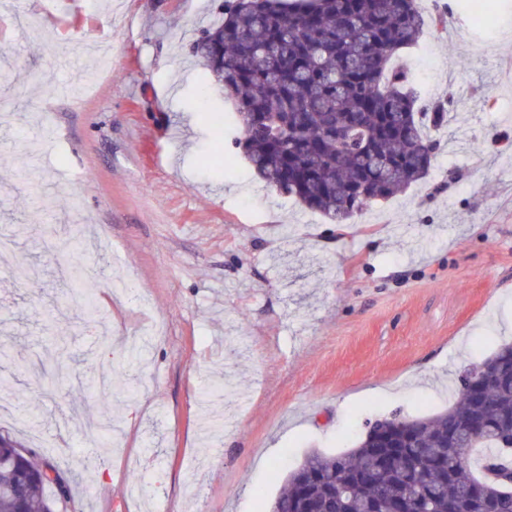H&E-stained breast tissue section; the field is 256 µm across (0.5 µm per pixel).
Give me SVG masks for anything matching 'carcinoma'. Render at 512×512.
I'll return each instance as SVG.
<instances>
[{"label":"carcinoma","instance_id":"obj_1","mask_svg":"<svg viewBox=\"0 0 512 512\" xmlns=\"http://www.w3.org/2000/svg\"><path fill=\"white\" fill-rule=\"evenodd\" d=\"M192 53L234 102L255 174L332 224L424 178L453 101L420 104L412 73L392 65L416 46L418 0H224ZM474 383L479 395L467 396ZM388 418L336 455L288 474L271 512H512V343L462 371L452 405ZM398 441L384 448L377 430ZM0 436V512H53L42 463Z\"/></svg>","mask_w":512,"mask_h":512}]
</instances>
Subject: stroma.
<instances>
[{
  "label": "stroma",
  "mask_w": 512,
  "mask_h": 512,
  "mask_svg": "<svg viewBox=\"0 0 512 512\" xmlns=\"http://www.w3.org/2000/svg\"><path fill=\"white\" fill-rule=\"evenodd\" d=\"M482 2L490 33L457 11L397 60L455 100L428 174L341 230L235 148L190 54L215 0L0 15V381L30 423L0 434L68 482L56 512H270L308 454L445 409L512 339V0ZM63 215L98 239L79 288ZM61 423L71 448L35 446Z\"/></svg>",
  "instance_id": "obj_1"
}]
</instances>
